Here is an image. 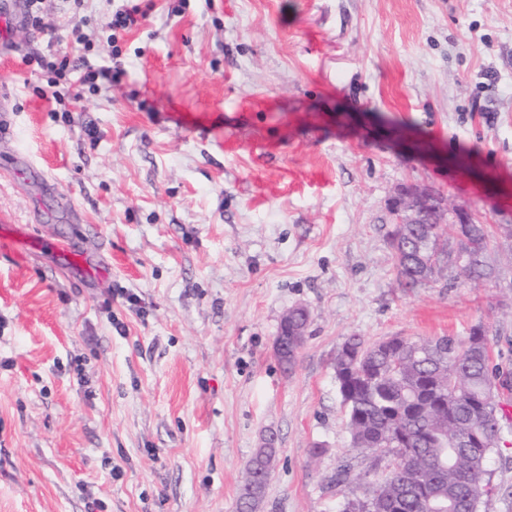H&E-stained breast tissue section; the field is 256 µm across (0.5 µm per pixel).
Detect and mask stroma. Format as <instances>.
<instances>
[{
    "label": "stroma",
    "mask_w": 512,
    "mask_h": 512,
    "mask_svg": "<svg viewBox=\"0 0 512 512\" xmlns=\"http://www.w3.org/2000/svg\"><path fill=\"white\" fill-rule=\"evenodd\" d=\"M129 4L124 70L100 18ZM0 43V512H340L350 449L334 361L351 336H468L512 371V0H43ZM56 185L43 191L37 174ZM423 184L492 230L499 283L459 262L402 288L391 203ZM78 246L85 263L51 248ZM310 311L293 369L273 342ZM479 512H512V419ZM275 444L273 434L264 436L260 448L249 461L240 485V512H253L263 497L273 470Z\"/></svg>",
    "instance_id": "35a3bbf8"
}]
</instances>
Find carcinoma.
I'll return each mask as SVG.
<instances>
[{"instance_id": "cac0c4a2", "label": "carcinoma", "mask_w": 512, "mask_h": 512, "mask_svg": "<svg viewBox=\"0 0 512 512\" xmlns=\"http://www.w3.org/2000/svg\"><path fill=\"white\" fill-rule=\"evenodd\" d=\"M395 224L389 232L399 280L416 288L441 270V239L452 230L463 262V285L499 278L489 264L488 225L460 234L454 224ZM334 373L347 408L352 447L388 450L397 463L376 482L355 479L342 512H478L488 493L487 461L503 440L497 419L509 374L491 365L485 331L465 338L400 336L368 343L351 336ZM275 449L260 448L240 485L239 512H254L273 470Z\"/></svg>"}]
</instances>
